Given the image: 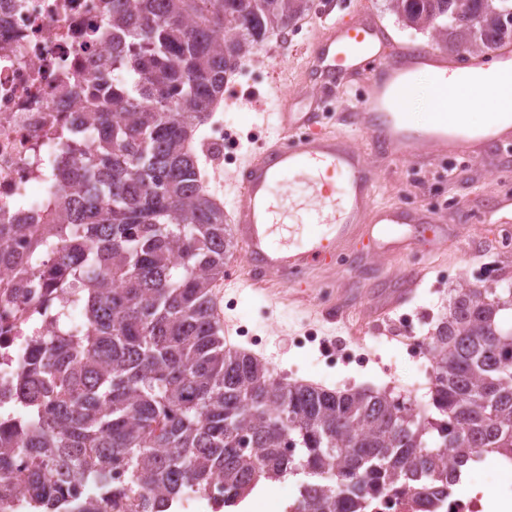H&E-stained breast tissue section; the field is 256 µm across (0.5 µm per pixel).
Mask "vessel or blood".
<instances>
[{
  "label": "vessel or blood",
  "mask_w": 512,
  "mask_h": 512,
  "mask_svg": "<svg viewBox=\"0 0 512 512\" xmlns=\"http://www.w3.org/2000/svg\"><path fill=\"white\" fill-rule=\"evenodd\" d=\"M325 35L312 48V67L326 89L351 78L364 84L359 99L357 127L398 159L412 161L424 154L470 155L473 142L465 135H449V123L466 124L473 97L470 77L490 66L487 56L448 57L446 52L401 48L371 13L345 22L325 21ZM432 72L437 95L427 127H408L404 112L412 87L410 75ZM274 111L260 118L274 134L258 141L238 168L231 184L235 193L231 221L240 254L251 268L244 283L263 287L268 279L285 284L309 264L320 262L326 252L362 224H430L424 212L377 208L373 182L360 154L347 140L319 130L312 113L293 111L276 87ZM308 176L315 206L309 212L327 232L308 237L296 250L275 246L274 228L288 210L282 188L289 178Z\"/></svg>",
  "instance_id": "obj_1"
}]
</instances>
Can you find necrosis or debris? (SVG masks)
<instances>
[{
  "label": "necrosis or debris",
  "mask_w": 512,
  "mask_h": 512,
  "mask_svg": "<svg viewBox=\"0 0 512 512\" xmlns=\"http://www.w3.org/2000/svg\"><path fill=\"white\" fill-rule=\"evenodd\" d=\"M112 0H0V222L17 223L18 192L39 183L42 149L74 131L92 81L112 79V38L94 36ZM43 291L33 281L0 294V361L13 363L23 322ZM453 480L433 504L368 500L367 512H512V486L489 498Z\"/></svg>",
  "instance_id": "4bbe7bcc"
}]
</instances>
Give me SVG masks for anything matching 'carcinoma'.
Here are the masks:
<instances>
[{
    "label": "carcinoma",
    "instance_id": "obj_1",
    "mask_svg": "<svg viewBox=\"0 0 512 512\" xmlns=\"http://www.w3.org/2000/svg\"><path fill=\"white\" fill-rule=\"evenodd\" d=\"M437 45L485 54L512 43V0H387ZM112 0V84L90 96L93 145L69 168L41 154L53 189L93 199L43 224H0L12 292L43 277L51 318L0 391V512L26 461L28 512H102L138 501L158 512L187 486L243 500L266 480L302 474L294 512H357L373 494L429 504L457 465L512 451V280L464 283L432 334L435 414L383 391L279 382L224 349L213 288L232 247L224 207L193 147L238 60L308 10V0ZM103 30V33L110 32ZM23 252H11L15 241ZM51 264H45V261ZM82 310L83 331L71 323ZM335 472L326 488L321 474ZM75 476L98 488L83 497Z\"/></svg>",
    "mask_w": 512,
    "mask_h": 512
}]
</instances>
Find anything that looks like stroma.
<instances>
[{"instance_id": "stroma-1", "label": "stroma", "mask_w": 512, "mask_h": 512, "mask_svg": "<svg viewBox=\"0 0 512 512\" xmlns=\"http://www.w3.org/2000/svg\"><path fill=\"white\" fill-rule=\"evenodd\" d=\"M364 12L377 17L395 44L434 45L429 34L398 21L385 0H337L330 14L349 19ZM322 33L317 14L305 13L286 33L270 35L243 58L228 86L262 92L277 80L290 102L320 113L324 132L345 136L362 153L374 176L377 205L433 210L439 221L387 229L365 224L288 286L268 294L227 289L221 300L224 344L265 362L278 380L335 391H387L425 408L431 399L432 353L413 354L403 339L432 335L448 306L449 276L465 278L495 265L512 277V253L500 251L502 237H512V214L501 212L496 223L485 218L496 201L512 194V151L483 145L473 157L453 161L431 155L413 162L395 159L355 128L360 82H343L332 98L324 97L308 52ZM253 123V112L224 104L196 135L208 140L220 126L233 132L235 146L221 165L225 181H232L249 147L246 134ZM386 233L411 240V247H383L379 240ZM409 279L415 282L412 299L388 309L390 297ZM330 304L344 322L324 320L321 311Z\"/></svg>"}]
</instances>
